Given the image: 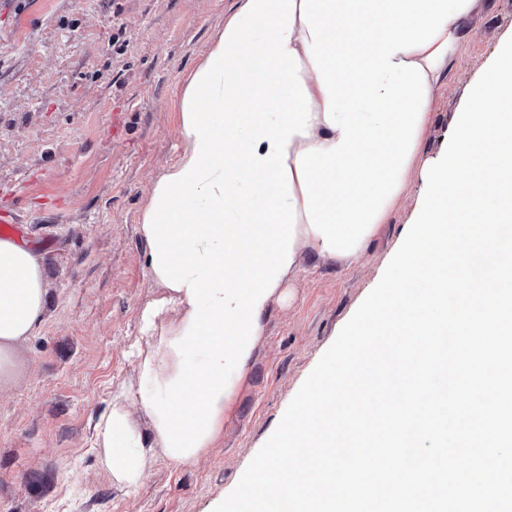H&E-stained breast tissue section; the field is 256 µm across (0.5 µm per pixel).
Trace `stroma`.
<instances>
[{
  "label": "stroma",
  "mask_w": 512,
  "mask_h": 512,
  "mask_svg": "<svg viewBox=\"0 0 512 512\" xmlns=\"http://www.w3.org/2000/svg\"><path fill=\"white\" fill-rule=\"evenodd\" d=\"M234 0H0V204L13 191L44 254L49 306L0 391V512H213L235 488L342 326L379 282L419 181L357 260L305 253L271 306L224 433L194 463L157 456L112 485L94 424L135 383L128 349L155 289L139 231L149 183L177 161L189 74ZM434 95L421 149L444 153L455 112L500 41L512 0H479Z\"/></svg>",
  "instance_id": "1"
}]
</instances>
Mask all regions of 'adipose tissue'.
<instances>
[{
  "instance_id": "1",
  "label": "adipose tissue",
  "mask_w": 512,
  "mask_h": 512,
  "mask_svg": "<svg viewBox=\"0 0 512 512\" xmlns=\"http://www.w3.org/2000/svg\"><path fill=\"white\" fill-rule=\"evenodd\" d=\"M476 2L237 0L141 213L157 294L140 315L151 343L130 351L138 392L115 389L95 424L113 484L137 487L156 450L184 465L212 447L303 254L363 251L424 166L433 93ZM46 278L42 255L0 239V388L44 320Z\"/></svg>"
}]
</instances>
